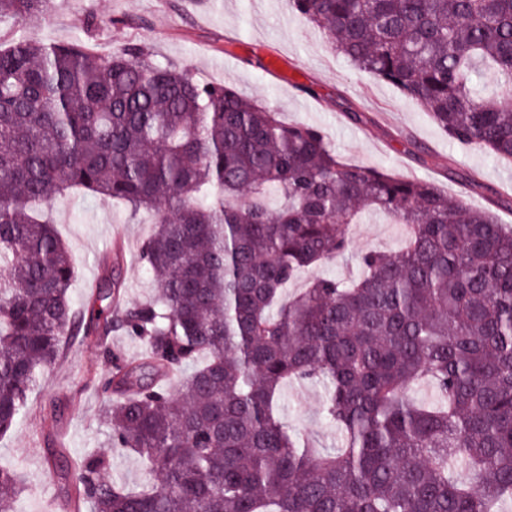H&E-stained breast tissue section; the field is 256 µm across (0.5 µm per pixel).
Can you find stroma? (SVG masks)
Segmentation results:
<instances>
[{"label":"stroma","instance_id":"1","mask_svg":"<svg viewBox=\"0 0 512 512\" xmlns=\"http://www.w3.org/2000/svg\"><path fill=\"white\" fill-rule=\"evenodd\" d=\"M115 17L122 18L121 26L112 25ZM25 33L44 42L81 38L102 54L146 43L160 61L188 66L204 81L231 82L244 96L273 106L285 122L321 129L337 152L356 164L434 183L476 209L488 208L489 197L499 195V220L512 225V161L448 139L424 108L336 53L289 0H52L51 9L26 25ZM256 46L278 59L279 72L245 64ZM309 84L316 96L303 93ZM349 102L364 113L365 122L345 117ZM52 214L75 259L74 309H82L86 292L101 277L100 257L116 243L123 260L113 273L126 285L125 304L151 297L153 278L141 257V246L154 230L150 213L132 218L111 201L71 195L57 199ZM404 234L403 225L384 215L363 213L352 227L349 251L303 270L289 283V294L319 277L357 278L359 252L397 250ZM141 352L140 340L120 331L102 345L67 344L45 370L27 413L9 437L0 438V465L18 469L25 484L15 512H64L60 483L49 473L48 461L60 446L75 457L108 450L110 430L102 419L108 397L98 381L111 371V355L132 360ZM326 395L322 380L288 382L280 412L290 429L330 452L343 438L324 417Z\"/></svg>","mask_w":512,"mask_h":512}]
</instances>
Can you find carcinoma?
I'll use <instances>...</instances> for the list:
<instances>
[{"label": "carcinoma", "instance_id": "1", "mask_svg": "<svg viewBox=\"0 0 512 512\" xmlns=\"http://www.w3.org/2000/svg\"><path fill=\"white\" fill-rule=\"evenodd\" d=\"M47 0H0L19 24ZM351 64L423 107L449 138L512 158V0H291ZM103 196L153 214L154 294L121 305L104 278L77 315L71 252L50 213ZM279 199L271 209L270 194ZM371 210L409 227L358 255L353 283L302 269L350 248ZM123 330L140 358L102 384L112 447L157 483L107 481L91 453L61 475L91 512H506L512 506V228L432 183L343 159L229 82L157 62L145 44L0 46V438L80 334ZM180 374L170 391L167 382ZM328 385L343 446L307 448L275 413L290 381ZM438 399L419 401V383ZM23 482L0 468V502Z\"/></svg>", "mask_w": 512, "mask_h": 512}]
</instances>
